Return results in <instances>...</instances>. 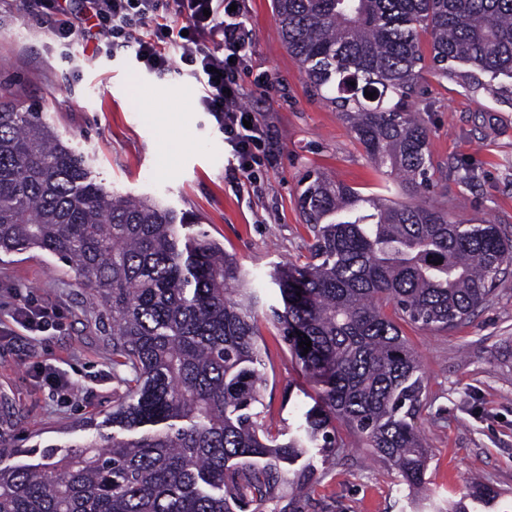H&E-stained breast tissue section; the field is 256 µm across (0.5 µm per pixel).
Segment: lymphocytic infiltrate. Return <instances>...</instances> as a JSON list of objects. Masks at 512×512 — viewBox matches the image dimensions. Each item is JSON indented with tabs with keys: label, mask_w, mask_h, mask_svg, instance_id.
I'll return each mask as SVG.
<instances>
[{
	"label": "lymphocytic infiltrate",
	"mask_w": 512,
	"mask_h": 512,
	"mask_svg": "<svg viewBox=\"0 0 512 512\" xmlns=\"http://www.w3.org/2000/svg\"><path fill=\"white\" fill-rule=\"evenodd\" d=\"M245 0H86L84 12L67 15L59 0H35V14L57 41L94 38L95 51L112 56L131 47L146 70L161 73L188 66L203 87L199 107L224 135L231 168L250 176L263 130L242 104L237 74L246 62L251 33Z\"/></svg>",
	"instance_id": "obj_1"
}]
</instances>
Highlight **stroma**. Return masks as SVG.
<instances>
[{"label": "stroma", "instance_id": "1", "mask_svg": "<svg viewBox=\"0 0 512 512\" xmlns=\"http://www.w3.org/2000/svg\"><path fill=\"white\" fill-rule=\"evenodd\" d=\"M247 26L251 44L240 81L265 133L261 164L248 179L229 171L224 135L199 108L194 79L148 72L129 48L108 59L93 57L90 41L61 48L35 22L28 0H0V96L44 112L115 194L157 198L190 215L254 276L265 309L278 302L267 286L275 263L310 257L313 235L297 206L307 172L366 196L402 195L340 113L308 90L278 36L272 0H248ZM420 85L413 109L434 160L445 167L464 162L476 174L468 184L442 179L429 203L447 206L463 224L512 228V100L472 91L429 67ZM85 295L72 266L48 252L0 253V398L16 412L0 467L41 462L43 447L79 440L86 420L105 424L112 411V342ZM14 305L50 308V329L27 331L12 319ZM258 325L266 346L261 418L273 435H285L315 392L278 329L263 318ZM400 328L424 379L415 418L429 454L422 489L413 491L340 424L342 448L332 465L317 448L293 464L315 476L308 497L294 500L284 484L273 501L247 503L243 512H448L458 500L467 512H512V287L498 289L488 306L451 330L407 322ZM44 366L64 375L69 388L42 381ZM476 477L494 497L465 498Z\"/></svg>", "mask_w": 512, "mask_h": 512}]
</instances>
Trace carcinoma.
<instances>
[{
  "mask_svg": "<svg viewBox=\"0 0 512 512\" xmlns=\"http://www.w3.org/2000/svg\"><path fill=\"white\" fill-rule=\"evenodd\" d=\"M273 6L309 87L404 195L366 197L318 173L303 179L297 203L314 237L311 260L275 266L282 307L266 318L313 383L314 405L288 440L264 430L250 273L186 214L95 182L89 160L43 113L0 99V253L36 248L71 264L112 322V368L130 369L112 398V432L91 424L46 464L0 468V512H236L273 500L282 465L306 449L336 456L338 422L408 485L424 483L428 449L412 424L423 376L398 321L440 331L471 318L505 286L512 234L456 224L421 200L439 171L427 129L409 112L421 38L439 75L512 98V0Z\"/></svg>",
  "mask_w": 512,
  "mask_h": 512,
  "instance_id": "carcinoma-1",
  "label": "carcinoma"
}]
</instances>
